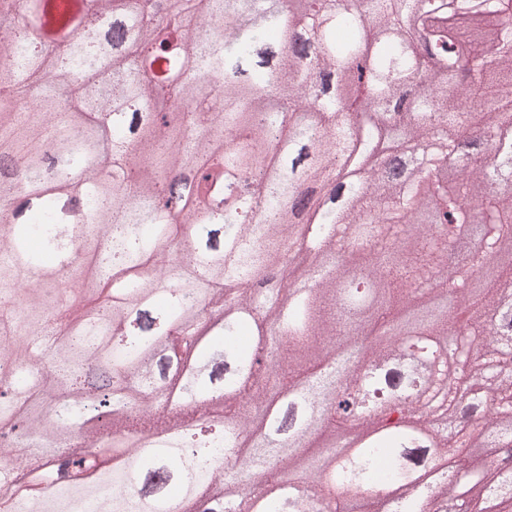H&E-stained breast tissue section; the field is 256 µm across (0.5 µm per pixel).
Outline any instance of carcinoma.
<instances>
[{
  "instance_id": "1",
  "label": "carcinoma",
  "mask_w": 512,
  "mask_h": 512,
  "mask_svg": "<svg viewBox=\"0 0 512 512\" xmlns=\"http://www.w3.org/2000/svg\"><path fill=\"white\" fill-rule=\"evenodd\" d=\"M0 0L13 28L0 62V324L29 340L0 350V456L20 442L45 459L40 496L23 512H78L112 497V512H338L391 492L386 512H512V294L469 280L512 241V0ZM40 43L35 53L30 47ZM166 75L149 73L158 61ZM422 80L426 95L400 93ZM311 149L302 182L280 164L270 131ZM430 135L464 160L451 180L431 160L418 180L379 190L362 172ZM258 172L259 179L241 180ZM189 189L202 248L177 252L163 195ZM258 201L247 221L240 209ZM445 220L409 227L431 207ZM482 215L483 246L451 277H434L451 243ZM81 224L79 234L71 225ZM321 253L313 287L284 295L252 280L300 250ZM150 252L163 277L141 264ZM112 287L102 305L82 258ZM27 271L66 296V340L42 341L56 384L15 369L54 318L10 301ZM247 326L256 340L233 343ZM196 336L191 357H157L162 336ZM477 355L493 380L470 396L436 371L416 404L387 394L380 362L410 337ZM269 346L278 367L244 399ZM339 435L318 447L268 433L279 402ZM171 432L142 434L144 409ZM124 437L82 477L67 440L86 409ZM505 457L491 469L469 449ZM305 485L316 497L297 493Z\"/></svg>"
}]
</instances>
